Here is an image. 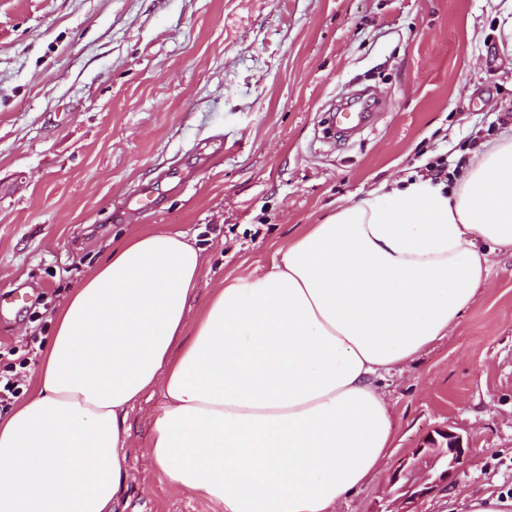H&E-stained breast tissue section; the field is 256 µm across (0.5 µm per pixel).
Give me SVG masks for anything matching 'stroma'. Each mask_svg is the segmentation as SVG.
Returning a JSON list of instances; mask_svg holds the SVG:
<instances>
[{"instance_id":"1","label":"stroma","mask_w":512,"mask_h":512,"mask_svg":"<svg viewBox=\"0 0 512 512\" xmlns=\"http://www.w3.org/2000/svg\"><path fill=\"white\" fill-rule=\"evenodd\" d=\"M377 106L329 136L341 98ZM512 130V0H0V347L35 367L64 297L135 231H185L225 277L306 225L444 154L467 163ZM195 177L175 188L174 172ZM162 205H137L142 185ZM452 328L384 392L383 472L336 512H374L436 430L471 447L419 512L512 500V251ZM160 396L129 415L125 512H222L170 486L145 450Z\"/></svg>"}]
</instances>
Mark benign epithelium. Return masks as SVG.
<instances>
[{"instance_id":"obj_1","label":"benign epithelium","mask_w":512,"mask_h":512,"mask_svg":"<svg viewBox=\"0 0 512 512\" xmlns=\"http://www.w3.org/2000/svg\"><path fill=\"white\" fill-rule=\"evenodd\" d=\"M467 456L462 435L438 431L393 470L375 512H418L422 500L448 491Z\"/></svg>"}]
</instances>
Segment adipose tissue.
Here are the masks:
<instances>
[{
    "mask_svg": "<svg viewBox=\"0 0 512 512\" xmlns=\"http://www.w3.org/2000/svg\"><path fill=\"white\" fill-rule=\"evenodd\" d=\"M512 250V135L452 183L385 182L225 279L183 232L132 234L60 307L35 389L0 419V512H119L129 409L146 456L224 512H335L394 443L388 375L447 336Z\"/></svg>",
    "mask_w": 512,
    "mask_h": 512,
    "instance_id": "obj_1",
    "label": "adipose tissue"
}]
</instances>
